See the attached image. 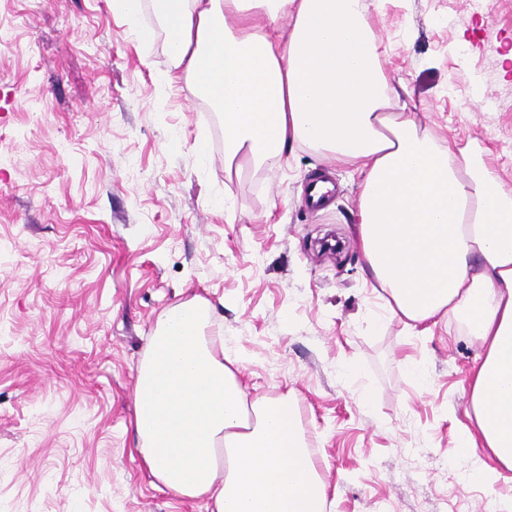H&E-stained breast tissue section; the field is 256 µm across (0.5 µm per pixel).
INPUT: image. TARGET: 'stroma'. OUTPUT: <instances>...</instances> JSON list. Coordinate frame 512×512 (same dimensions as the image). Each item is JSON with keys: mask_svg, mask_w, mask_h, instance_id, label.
<instances>
[{"mask_svg": "<svg viewBox=\"0 0 512 512\" xmlns=\"http://www.w3.org/2000/svg\"><path fill=\"white\" fill-rule=\"evenodd\" d=\"M488 3L377 0L369 23L422 129L486 149L512 193V0ZM170 68L151 8L0 0V512H211L135 451L136 367L197 298L247 399L294 402L326 512H487L459 438L479 347L389 312L357 243L359 172L297 145L227 173L221 116L165 87ZM324 167L335 200L312 212ZM326 183L323 174L314 175L304 188L302 203L310 210H322L327 208L331 203L329 191L320 193V185Z\"/></svg>", "mask_w": 512, "mask_h": 512, "instance_id": "stroma-1", "label": "stroma"}]
</instances>
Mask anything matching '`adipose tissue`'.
Wrapping results in <instances>:
<instances>
[{
	"label": "adipose tissue",
	"mask_w": 512,
	"mask_h": 512,
	"mask_svg": "<svg viewBox=\"0 0 512 512\" xmlns=\"http://www.w3.org/2000/svg\"><path fill=\"white\" fill-rule=\"evenodd\" d=\"M174 71L224 115V166L307 145L359 170V248L390 312L427 332L465 322L480 359L460 428L469 483L512 470V195L473 145L421 129L384 72L369 0H148ZM213 306L169 308L136 371L137 451L213 512H325L326 481L287 398L247 402Z\"/></svg>",
	"instance_id": "1"
}]
</instances>
